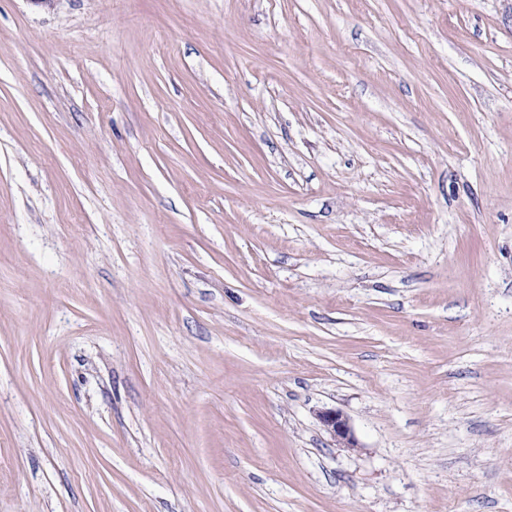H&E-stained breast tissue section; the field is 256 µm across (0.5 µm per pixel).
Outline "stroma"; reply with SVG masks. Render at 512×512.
I'll return each mask as SVG.
<instances>
[{
	"mask_svg": "<svg viewBox=\"0 0 512 512\" xmlns=\"http://www.w3.org/2000/svg\"><path fill=\"white\" fill-rule=\"evenodd\" d=\"M0 512H512V0H0ZM318 417L336 442L346 445L347 448L355 447L349 423L340 411L324 410L318 414Z\"/></svg>",
	"mask_w": 512,
	"mask_h": 512,
	"instance_id": "1",
	"label": "stroma"
}]
</instances>
